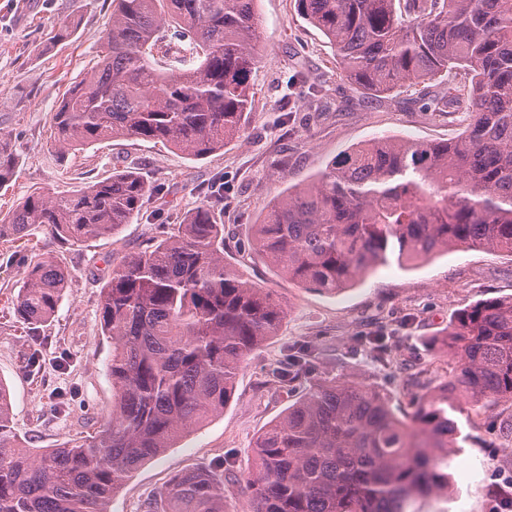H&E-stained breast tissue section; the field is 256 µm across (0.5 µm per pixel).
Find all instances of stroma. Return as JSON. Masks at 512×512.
<instances>
[{"mask_svg":"<svg viewBox=\"0 0 512 512\" xmlns=\"http://www.w3.org/2000/svg\"><path fill=\"white\" fill-rule=\"evenodd\" d=\"M112 0H0V128L12 134L15 172L0 190V212L35 191L85 186L133 167L149 192L118 235L69 249L32 226L14 243L0 242V382L12 402V426L32 448H56L97 432L112 412L108 363L112 344L99 321V295L113 264L172 232L186 212L223 187L224 256L245 278L270 290L286 314L276 336L252 352L223 413L143 465L113 496L109 512H140L143 500L175 474L224 469L225 512H251L245 477L257 436L316 381L343 376L382 388L393 412L412 415L410 375L425 392L447 380L455 360L441 340L455 312L488 298L512 297V255L456 249L408 268L382 266L345 290L328 294L289 280L263 257L244 251L267 206L286 189L309 182L342 151L383 136L440 141L465 129L468 114L435 112L430 98L457 81L456 72L392 95L373 97L344 78L326 37L301 17L296 0H255L259 63L254 102L240 137L200 160L160 143L102 142L57 159L51 115L98 61ZM73 35L54 41L65 24ZM62 259L67 286L48 322L25 323L15 311L26 263ZM389 329V364L377 362L358 335ZM306 353L312 370L298 381L276 378L288 358ZM460 429L450 454L447 497L418 500L416 512H498L499 491L512 484L511 443L498 427L512 402L460 397Z\"/></svg>","mask_w":512,"mask_h":512,"instance_id":"stroma-1","label":"stroma"}]
</instances>
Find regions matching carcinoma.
<instances>
[{
  "instance_id": "carcinoma-1",
  "label": "carcinoma",
  "mask_w": 512,
  "mask_h": 512,
  "mask_svg": "<svg viewBox=\"0 0 512 512\" xmlns=\"http://www.w3.org/2000/svg\"><path fill=\"white\" fill-rule=\"evenodd\" d=\"M96 67L51 115L56 152L114 139L154 141L198 160L239 136L251 113L255 0H114ZM334 47L344 77L375 95L453 69L436 112L471 113L454 141L382 137L350 148L312 182L274 198L249 245L281 273L334 293L379 266H413L458 248L512 255V0H297ZM178 65L159 67L157 55ZM0 131V187L14 174ZM142 176L119 170L81 189L33 192L0 218V241L34 224L77 246L115 235L142 208ZM68 271L27 267L17 312L55 314ZM112 341V419L58 448H28L0 383V512H108L149 460L224 410L248 355L284 310L224 261L210 205L177 231L125 256L101 288ZM448 381L419 398L410 421L387 394L349 379L318 382L254 443L252 512H409L448 490L459 429L453 395L512 400V297L458 311ZM141 512H224V475L174 476Z\"/></svg>"
}]
</instances>
